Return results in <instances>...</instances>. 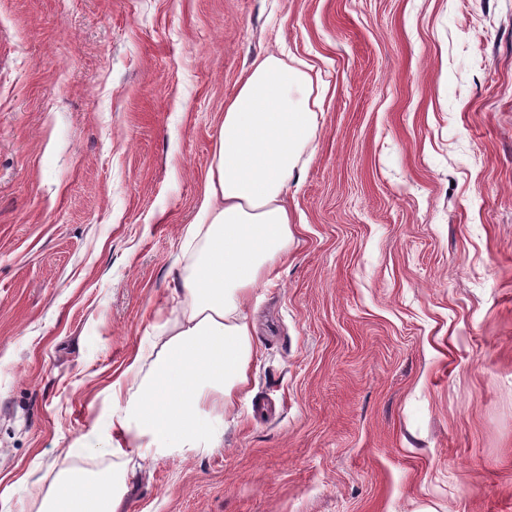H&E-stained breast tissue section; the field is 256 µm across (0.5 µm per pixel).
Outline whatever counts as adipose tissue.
I'll list each match as a JSON object with an SVG mask.
<instances>
[{"instance_id":"adipose-tissue-1","label":"adipose tissue","mask_w":512,"mask_h":512,"mask_svg":"<svg viewBox=\"0 0 512 512\" xmlns=\"http://www.w3.org/2000/svg\"><path fill=\"white\" fill-rule=\"evenodd\" d=\"M309 71L276 54L254 62L224 108L197 220L203 238L179 301L153 323L159 350L135 355L107 387L112 413L94 442L66 448L37 512H123L127 480L163 457L220 445V422L247 383L253 352L245 307L288 257V183L317 132ZM112 459L77 468L94 451Z\"/></svg>"}]
</instances>
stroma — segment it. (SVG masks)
<instances>
[{
	"instance_id": "35a3bbf8",
	"label": "stroma",
	"mask_w": 512,
	"mask_h": 512,
	"mask_svg": "<svg viewBox=\"0 0 512 512\" xmlns=\"http://www.w3.org/2000/svg\"><path fill=\"white\" fill-rule=\"evenodd\" d=\"M269 52L325 96L248 395L125 512H512V0H0V512L151 349Z\"/></svg>"
}]
</instances>
